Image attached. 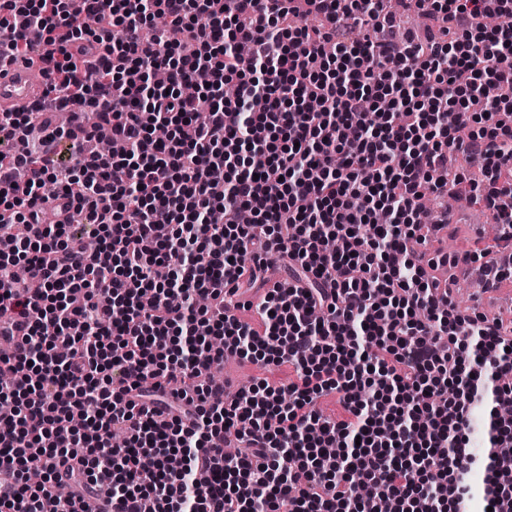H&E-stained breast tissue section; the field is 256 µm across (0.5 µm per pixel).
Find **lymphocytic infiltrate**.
Masks as SVG:
<instances>
[{
    "instance_id": "obj_1",
    "label": "lymphocytic infiltrate",
    "mask_w": 512,
    "mask_h": 512,
    "mask_svg": "<svg viewBox=\"0 0 512 512\" xmlns=\"http://www.w3.org/2000/svg\"><path fill=\"white\" fill-rule=\"evenodd\" d=\"M383 3L0 0V55L48 77L0 112V335L26 327L0 357L16 407L0 512L101 495L126 512H512V325L439 293L447 259L422 248L450 216L420 204L463 193L512 227V0H407L424 24L402 37ZM103 131L122 155L87 150ZM456 154L481 178L449 175ZM60 198L73 219L41 223ZM230 353L296 378L227 391L212 370ZM330 394L333 419L315 407Z\"/></svg>"
}]
</instances>
